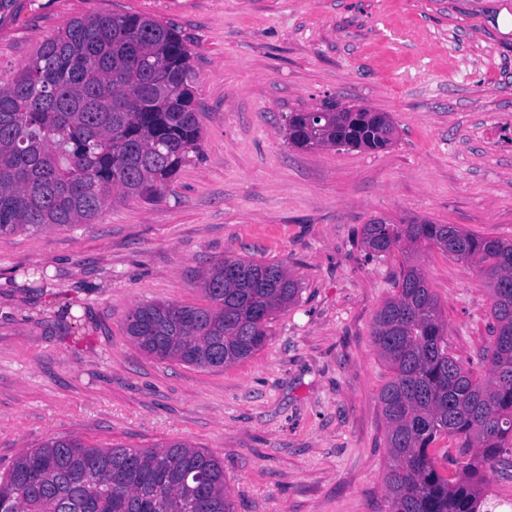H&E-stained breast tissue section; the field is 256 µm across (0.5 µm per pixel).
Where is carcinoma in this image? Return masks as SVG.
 I'll return each mask as SVG.
<instances>
[{"label": "carcinoma", "mask_w": 512, "mask_h": 512, "mask_svg": "<svg viewBox=\"0 0 512 512\" xmlns=\"http://www.w3.org/2000/svg\"><path fill=\"white\" fill-rule=\"evenodd\" d=\"M193 52L174 25L94 14L46 40L0 86V235L90 224L110 198L159 193L199 149ZM302 149L377 151L394 142L386 112L288 113ZM371 255L402 252L397 292L373 336L391 373L379 391L391 468L389 512H488L493 468L512 453V242L427 221L373 219ZM477 266L490 291L492 342L475 373L448 351L440 300L416 261L421 247ZM207 304L149 303L126 319L147 354L209 369L251 357L300 283L279 263L223 259L201 277ZM446 439L453 447L439 448ZM448 467L441 469L438 459ZM0 512H234L224 462L185 442L95 447L50 437L0 472Z\"/></svg>", "instance_id": "1"}]
</instances>
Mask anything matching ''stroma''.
<instances>
[{
	"instance_id": "obj_1",
	"label": "stroma",
	"mask_w": 512,
	"mask_h": 512,
	"mask_svg": "<svg viewBox=\"0 0 512 512\" xmlns=\"http://www.w3.org/2000/svg\"><path fill=\"white\" fill-rule=\"evenodd\" d=\"M137 13L194 50L203 139L157 197L91 224L0 236V470L53 436L224 462L235 512H389L390 373L374 316L401 253L364 224L428 220L512 241V0H0V85L74 19ZM389 113L386 150L291 146L285 116ZM222 258L301 284L262 349L221 370L158 360L126 335L149 302L201 305ZM420 266L448 349L485 374L491 296L437 249Z\"/></svg>"
}]
</instances>
